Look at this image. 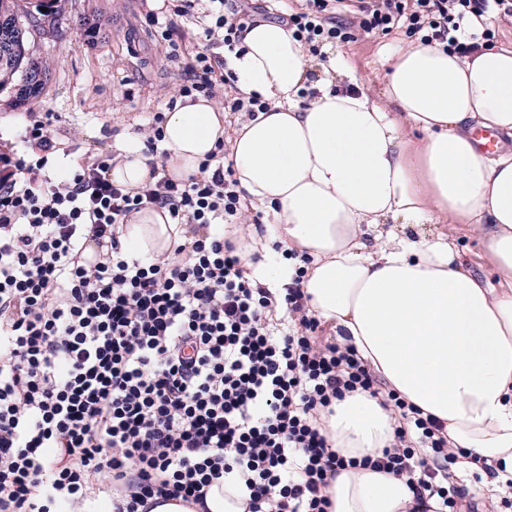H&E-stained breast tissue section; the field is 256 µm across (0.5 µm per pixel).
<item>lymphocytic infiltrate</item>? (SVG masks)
<instances>
[{"label":"lymphocytic infiltrate","mask_w":512,"mask_h":512,"mask_svg":"<svg viewBox=\"0 0 512 512\" xmlns=\"http://www.w3.org/2000/svg\"><path fill=\"white\" fill-rule=\"evenodd\" d=\"M171 6L160 28L170 61L180 58L175 18L193 17L208 46L179 96L223 98L232 116L269 109L257 94H219L233 76L216 49L234 50L257 20L284 22L319 58L356 31L400 28L463 57L495 37L489 25L467 32L466 18L512 17V0ZM23 141L24 152H0V512H90L102 497L112 512L153 497L200 505L229 474L248 512H328L325 488L357 461L332 448L320 414L358 392L393 405L394 440L372 465L406 481L418 512H479L452 479L461 452L442 424L385 390L352 345L322 335L300 284L278 301L251 278L220 231L248 209L223 151L186 181L164 176L133 196L109 180L107 154L53 178L47 122L33 120ZM147 204L190 227L156 259L131 257L116 236Z\"/></svg>","instance_id":"1"}]
</instances>
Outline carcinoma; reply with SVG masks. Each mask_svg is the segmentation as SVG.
Listing matches in <instances>:
<instances>
[{
	"mask_svg": "<svg viewBox=\"0 0 512 512\" xmlns=\"http://www.w3.org/2000/svg\"><path fill=\"white\" fill-rule=\"evenodd\" d=\"M31 8L19 14L17 0H0V91L15 93V104L38 97L48 80L49 67L34 61L27 27H41L37 15L63 10L62 0H30Z\"/></svg>",
	"mask_w": 512,
	"mask_h": 512,
	"instance_id": "cac0c4a2",
	"label": "carcinoma"
}]
</instances>
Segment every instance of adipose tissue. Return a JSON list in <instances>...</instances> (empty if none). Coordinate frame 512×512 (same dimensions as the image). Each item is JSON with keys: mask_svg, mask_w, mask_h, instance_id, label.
Instances as JSON below:
<instances>
[{"mask_svg": "<svg viewBox=\"0 0 512 512\" xmlns=\"http://www.w3.org/2000/svg\"><path fill=\"white\" fill-rule=\"evenodd\" d=\"M383 60L389 72L374 97L341 56L315 66L284 25L258 20L226 68L269 111L229 126L214 101L177 100L165 112V173L197 174L226 140L246 200L271 218L260 229L224 227L254 279L275 289L300 279L310 312L387 389L443 424L449 447L512 474V150L487 154L473 137L512 133V47L461 58L418 43L386 48ZM152 163L131 135L109 177L137 193ZM387 222L432 230L415 238L382 231ZM184 233L148 205L119 240L129 255L156 258ZM462 234L485 241L498 287L466 268ZM322 424L333 448L359 461L389 446L396 428L392 408L366 393L335 402ZM325 493L330 512H412L405 481L360 464Z\"/></svg>", "mask_w": 512, "mask_h": 512, "instance_id": "1", "label": "adipose tissue"}]
</instances>
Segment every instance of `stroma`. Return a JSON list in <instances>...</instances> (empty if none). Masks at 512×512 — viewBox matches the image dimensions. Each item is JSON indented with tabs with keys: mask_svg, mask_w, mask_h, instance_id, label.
Masks as SVG:
<instances>
[{
	"mask_svg": "<svg viewBox=\"0 0 512 512\" xmlns=\"http://www.w3.org/2000/svg\"><path fill=\"white\" fill-rule=\"evenodd\" d=\"M156 0H68L57 20H45L29 40L36 58L50 65L49 81L39 98L21 107L0 102V151L20 144L14 117L48 115L61 149L56 167L77 164L73 141L87 148L113 150L123 134L136 132L150 113L166 108L177 95L181 65L205 43L195 37L193 19L177 25L186 34V54L173 65L154 37L147 15ZM404 32L386 37L358 36L337 44L363 89H382L384 47L406 42Z\"/></svg>",
	"mask_w": 512,
	"mask_h": 512,
	"instance_id": "stroma-1",
	"label": "stroma"
}]
</instances>
